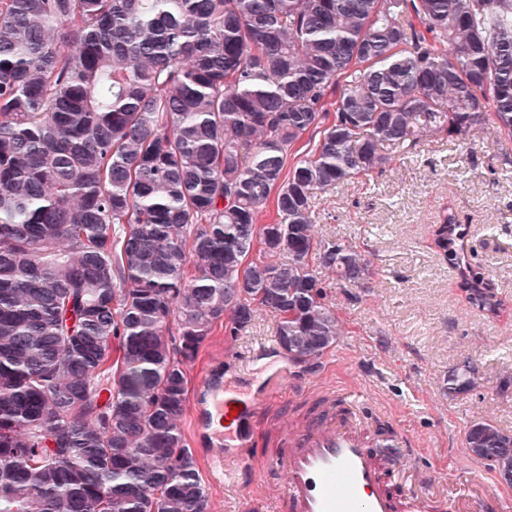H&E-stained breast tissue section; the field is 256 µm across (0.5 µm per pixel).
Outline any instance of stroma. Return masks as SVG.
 <instances>
[{
    "label": "stroma",
    "instance_id": "1",
    "mask_svg": "<svg viewBox=\"0 0 512 512\" xmlns=\"http://www.w3.org/2000/svg\"><path fill=\"white\" fill-rule=\"evenodd\" d=\"M454 216L469 231V260L481 267L506 311L489 318L467 309L458 279L432 249L435 224ZM317 231L364 247L376 275L369 290L344 288L324 268L326 302L339 314L344 334L317 370L292 360L277 344L274 318L257 313L239 331L216 326L186 367L189 400L183 428L198 448L194 427L202 376L221 367L226 384L254 391L287 374L285 395L271 422L253 429L252 483L208 486L209 512H268L264 497L278 494L280 474L264 467L280 446V430L337 408L312 384L313 374L336 390L357 393L376 428L405 436V480L459 504L493 498L512 512V486L500 485L487 464L463 446L469 424L483 417L512 432V137L494 132L460 147L424 142L393 158L370 182L353 181L318 194ZM478 367L469 393L450 396L441 381L462 360Z\"/></svg>",
    "mask_w": 512,
    "mask_h": 512
}]
</instances>
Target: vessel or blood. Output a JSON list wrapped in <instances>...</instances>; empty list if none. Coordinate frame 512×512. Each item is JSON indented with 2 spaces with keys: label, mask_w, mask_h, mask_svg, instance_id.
Here are the masks:
<instances>
[{
  "label": "vessel or blood",
  "mask_w": 512,
  "mask_h": 512,
  "mask_svg": "<svg viewBox=\"0 0 512 512\" xmlns=\"http://www.w3.org/2000/svg\"><path fill=\"white\" fill-rule=\"evenodd\" d=\"M279 391V384H272L241 405L225 397L223 376L213 374L202 381L195 426L211 444L207 467L212 481H224V435L216 422L236 421V465L246 467L251 429ZM346 404L330 422L286 432L284 448L267 458V469L285 477L280 512H424L429 505L435 512H448L447 501H430L429 490L405 500L390 490L385 473L395 468V461L381 458L362 435L358 396H350Z\"/></svg>",
  "instance_id": "obj_1"
}]
</instances>
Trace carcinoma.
I'll return each mask as SVG.
<instances>
[{
  "instance_id": "1",
  "label": "carcinoma",
  "mask_w": 512,
  "mask_h": 512,
  "mask_svg": "<svg viewBox=\"0 0 512 512\" xmlns=\"http://www.w3.org/2000/svg\"><path fill=\"white\" fill-rule=\"evenodd\" d=\"M489 128L512 135V0H0V512H206L186 363L259 311L318 363L342 323L316 265L375 271L316 193ZM453 225L439 256L500 315ZM464 448L512 474L492 421Z\"/></svg>"
}]
</instances>
